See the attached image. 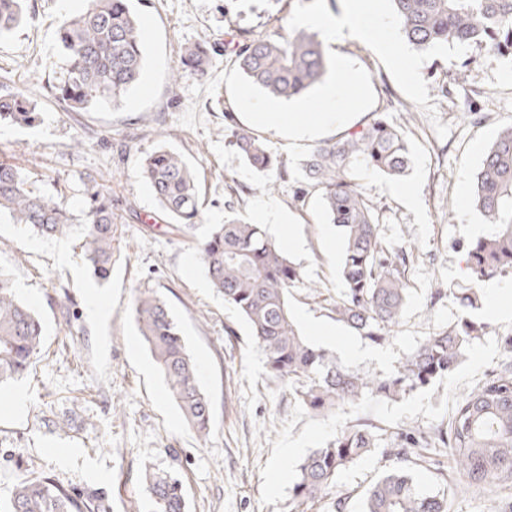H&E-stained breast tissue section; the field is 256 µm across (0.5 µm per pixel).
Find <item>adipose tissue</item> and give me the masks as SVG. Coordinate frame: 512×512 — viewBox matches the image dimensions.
Listing matches in <instances>:
<instances>
[{"label":"adipose tissue","mask_w":512,"mask_h":512,"mask_svg":"<svg viewBox=\"0 0 512 512\" xmlns=\"http://www.w3.org/2000/svg\"><path fill=\"white\" fill-rule=\"evenodd\" d=\"M317 106V111L297 112L288 118L277 107L263 104L255 118L272 127L287 125L289 136L295 139H302L317 130L334 126L340 117L339 110L342 106L336 80H329L321 87Z\"/></svg>","instance_id":"obj_1"}]
</instances>
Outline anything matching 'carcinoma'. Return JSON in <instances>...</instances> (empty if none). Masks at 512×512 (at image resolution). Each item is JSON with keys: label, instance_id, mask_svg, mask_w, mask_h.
<instances>
[{"label": "carcinoma", "instance_id": "carcinoma-1", "mask_svg": "<svg viewBox=\"0 0 512 512\" xmlns=\"http://www.w3.org/2000/svg\"><path fill=\"white\" fill-rule=\"evenodd\" d=\"M26 0H0V38L26 19ZM400 33L419 50L440 44H477L512 57V0H391ZM65 72L49 84L66 112H87L96 104L120 103L142 77L145 32L133 0H89L57 30ZM213 54L200 43L182 48L184 68L204 74ZM236 60L247 79L276 99L304 98L325 75L328 62L318 33L294 28L245 42ZM36 106L18 92L0 93V124L30 127ZM234 145L272 190L285 165L250 130L233 132ZM411 164L402 126L381 116L335 141L319 144L303 163L311 185L322 192L331 223L339 228L343 288L333 313L358 335L380 344L393 336L407 297L406 249H388L379 236V212L358 188L357 176L373 170L403 175ZM143 176L173 228L193 236V244L212 288L224 296L249 326L269 380L291 387L295 398L315 413L330 412L370 395L398 401L450 375L466 347L485 325L462 314L448 330L426 338L392 373L376 377L336 363L326 350L297 329L288 299L296 268L267 236L262 225L233 217L195 236L199 209L195 177L178 152L160 147L143 159ZM85 209L79 247L100 281L112 275V258L121 232L112 210V192L99 175L83 179ZM472 205L495 230L470 243L466 268L475 280L512 274V126L502 128L488 146L472 185ZM33 234L70 235L75 215L63 195L35 192L28 177L0 158V214ZM134 313L143 341L158 363L170 396L200 437L211 428V408L196 362L186 350L178 324L158 295L136 299ZM43 324L17 298L11 274L0 269V384L27 374L41 349ZM377 426L360 421L312 450L298 466L292 487L293 512L309 509L349 464L379 448ZM446 448L452 473L489 488L512 482V366L493 371L455 407L448 426L397 434L388 455L405 462L417 448ZM145 491L155 512H186L182 482L171 472H148ZM0 512H105L100 500L57 484L48 474L21 479ZM363 512H448V501L421 491L408 467L384 473L365 492Z\"/></svg>", "mask_w": 512, "mask_h": 512}]
</instances>
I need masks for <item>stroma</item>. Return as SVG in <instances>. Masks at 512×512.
Listing matches in <instances>:
<instances>
[{
    "label": "stroma",
    "instance_id": "35a3bbf8",
    "mask_svg": "<svg viewBox=\"0 0 512 512\" xmlns=\"http://www.w3.org/2000/svg\"><path fill=\"white\" fill-rule=\"evenodd\" d=\"M85 0H27L25 22L0 40V80L39 106L32 127L0 126V157L28 175L48 197L64 193L81 211L82 178H110L112 204L122 231L119 259L109 281L98 282L84 263L76 236L47 240L8 220L0 221V269L11 273L19 298L41 318L45 336L30 372L0 387V500L17 480L46 473L65 488L105 498L107 512H154L141 483L145 471H174L183 482L187 512H289L297 467L341 429L371 419L384 439L401 429L447 423L456 403L486 374L512 362L504 347L512 315L471 310L486 325L457 369L398 401L366 398L325 415L303 407L288 386L268 380L245 320L211 288L190 237L172 230L141 174L144 156L161 146L180 152L197 176L200 226L234 214L260 222L263 214L287 217L298 241L287 256L299 272L289 293L294 315L340 331L347 346L313 337L350 369L384 376L426 338L446 331L464 312L460 297L476 288L490 297L500 288L512 302V275L482 282L470 277L464 258L469 241L493 227L469 201L487 146L512 124V59L467 44L421 51L401 41L389 0H379L383 38L397 40L408 67L371 43L347 34L324 42L328 76L338 62L359 71L360 86L342 83L353 113L321 140H336L387 115L407 130L412 164L391 178L361 171L357 182L380 213L383 246L413 256L405 272L408 296L388 341L359 336L332 311L342 287V245L319 192L304 178L302 163L313 142L290 144L285 129L254 121L259 89L242 97L248 82L234 50L244 40L292 27L298 0H140L145 29V68L140 82L117 107L66 112L46 82L63 58L59 25ZM216 46L206 75L178 73L179 49ZM475 106L477 120L467 119ZM256 133L280 157L288 174L274 190L230 144L233 130ZM320 286L311 295L307 285ZM162 296L176 317L200 370L212 408V432L200 439L170 397L164 376L145 345L134 315L136 296ZM105 310L91 317L90 299ZM448 451L424 453L412 468L419 488L448 500V512H512V497L449 486L436 469ZM399 459L375 451L336 476L310 512H361L364 490ZM283 480L272 486L274 472Z\"/></svg>",
    "mask_w": 512,
    "mask_h": 512
}]
</instances>
